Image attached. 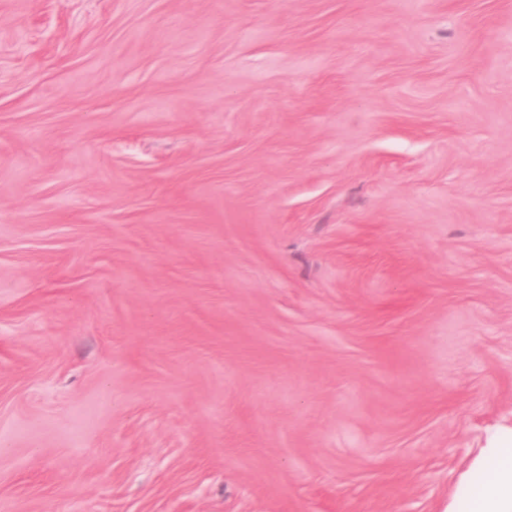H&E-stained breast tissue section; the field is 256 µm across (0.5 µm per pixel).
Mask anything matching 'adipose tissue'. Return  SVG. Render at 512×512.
Segmentation results:
<instances>
[{
	"label": "adipose tissue",
	"instance_id": "obj_1",
	"mask_svg": "<svg viewBox=\"0 0 512 512\" xmlns=\"http://www.w3.org/2000/svg\"><path fill=\"white\" fill-rule=\"evenodd\" d=\"M464 497L444 512H512V427L495 432L463 478Z\"/></svg>",
	"mask_w": 512,
	"mask_h": 512
}]
</instances>
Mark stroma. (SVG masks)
I'll return each mask as SVG.
<instances>
[{
	"label": "stroma",
	"mask_w": 512,
	"mask_h": 512,
	"mask_svg": "<svg viewBox=\"0 0 512 512\" xmlns=\"http://www.w3.org/2000/svg\"><path fill=\"white\" fill-rule=\"evenodd\" d=\"M512 425V0H0V512H444Z\"/></svg>",
	"instance_id": "stroma-1"
}]
</instances>
